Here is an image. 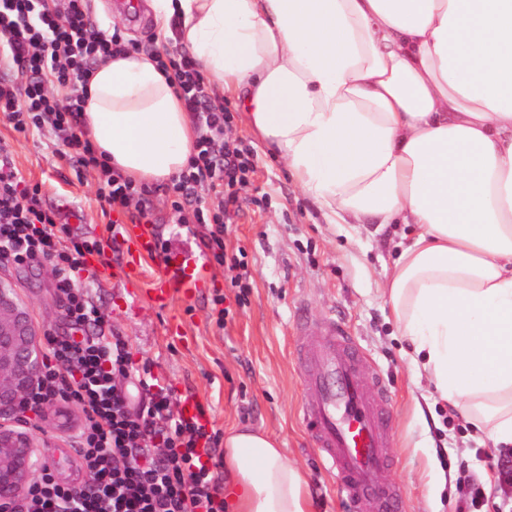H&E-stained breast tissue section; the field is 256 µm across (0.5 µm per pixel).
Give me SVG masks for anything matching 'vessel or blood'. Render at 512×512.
I'll use <instances>...</instances> for the list:
<instances>
[{"label": "vessel or blood", "mask_w": 512, "mask_h": 512, "mask_svg": "<svg viewBox=\"0 0 512 512\" xmlns=\"http://www.w3.org/2000/svg\"><path fill=\"white\" fill-rule=\"evenodd\" d=\"M113 236L126 252L125 263L113 267V277L135 278L141 260L161 257L167 274L151 290L156 306H167L174 292L190 299L202 288L207 269L200 255L190 249L162 251L155 225L117 224ZM359 358L353 338L333 323L326 324L322 340L300 348L303 419L350 512H401L399 489L381 480L393 463L385 409L389 396L383 381H365Z\"/></svg>", "instance_id": "obj_1"}]
</instances>
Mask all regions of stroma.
Segmentation results:
<instances>
[{
    "instance_id": "stroma-1",
    "label": "stroma",
    "mask_w": 512,
    "mask_h": 512,
    "mask_svg": "<svg viewBox=\"0 0 512 512\" xmlns=\"http://www.w3.org/2000/svg\"><path fill=\"white\" fill-rule=\"evenodd\" d=\"M112 2L89 0L93 19L100 24L113 19L141 50H156L153 17L131 24L127 17H114ZM224 109L231 115L225 139L251 150L248 182L224 233V253L241 257L246 285L233 286L212 261L208 288L190 301L173 294L161 310L147 294L165 272L160 258L144 262L137 299H130L122 284L100 280L94 302L113 333L127 341L134 367L162 377L173 395L194 391L209 431L221 435L240 425L272 435L288 461L307 474L316 512H346L303 422L305 394L296 355L305 341L300 318L343 321L365 373L382 377L392 397L394 463L385 478L400 487L405 512H458L476 482L486 491L481 512H512V485H499L496 477L500 468H512V446L495 447L485 431L448 412L427 377L419 375L413 348L394 322L384 285L401 226L379 230L372 224L327 223L292 184L284 165L263 154L234 102L225 100ZM0 141L10 146L26 183L40 184L49 204L78 212V231L102 239L109 264H119L122 255L113 248L103 215L108 204L94 174L74 167L66 148L49 135L19 133L0 120ZM151 200L152 222L164 236L201 237L199 225L176 223L174 197L164 187H155ZM0 277L12 283L43 333L81 338L65 318L45 265H0ZM218 294L230 309L222 321L212 309ZM65 411L62 418L50 409L38 416L10 415L6 421L33 433L60 431L58 445L38 449L37 455L52 461L56 481L78 486L86 472L75 458L72 436L81 417L73 405Z\"/></svg>"
}]
</instances>
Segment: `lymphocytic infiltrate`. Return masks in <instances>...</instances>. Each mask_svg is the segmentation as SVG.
Segmentation results:
<instances>
[{"mask_svg": "<svg viewBox=\"0 0 512 512\" xmlns=\"http://www.w3.org/2000/svg\"><path fill=\"white\" fill-rule=\"evenodd\" d=\"M120 30L106 33L92 20L87 0H0V117L20 133L49 132L80 168L96 173L100 192L118 208L136 205L150 223L148 188L111 169L86 138L81 112L98 65L128 51ZM159 67L192 112L198 137L186 171L169 187L176 212L192 223L210 225L208 247L225 266L232 284L242 280L243 263L224 255V213L205 206L202 192L225 203L249 170V151L225 140L229 121L213 99L204 76L188 55L166 56ZM95 237L74 233L49 205L40 185H28L0 142V264L24 267L42 259L75 326L90 325L82 340L48 337L42 363L25 406L39 411L63 400L74 405L81 424L73 437L80 465L89 476L79 486L62 485L49 466L11 512H225L223 458L216 439L198 420L174 410L175 401L159 377L137 374L127 341L107 328L92 288L99 278L90 255L102 254ZM142 397L130 411L129 387Z\"/></svg>", "mask_w": 512, "mask_h": 512, "instance_id": "f902f5d3", "label": "lymphocytic infiltrate"}]
</instances>
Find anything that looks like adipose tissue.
Wrapping results in <instances>:
<instances>
[{
	"instance_id": "ef3b65f1",
	"label": "adipose tissue",
	"mask_w": 512,
	"mask_h": 512,
	"mask_svg": "<svg viewBox=\"0 0 512 512\" xmlns=\"http://www.w3.org/2000/svg\"><path fill=\"white\" fill-rule=\"evenodd\" d=\"M328 223L411 227L385 285L439 396L512 445V0H149ZM87 136L138 185L197 133L156 60L95 71ZM237 512H311L278 442L231 429Z\"/></svg>"
}]
</instances>
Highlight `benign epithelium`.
I'll return each mask as SVG.
<instances>
[{"mask_svg": "<svg viewBox=\"0 0 512 512\" xmlns=\"http://www.w3.org/2000/svg\"><path fill=\"white\" fill-rule=\"evenodd\" d=\"M40 343L23 305L0 281V415L22 409L40 375ZM50 437H38L0 422V506L21 496L35 469V448Z\"/></svg>", "mask_w": 512, "mask_h": 512, "instance_id": "1", "label": "benign epithelium"}]
</instances>
